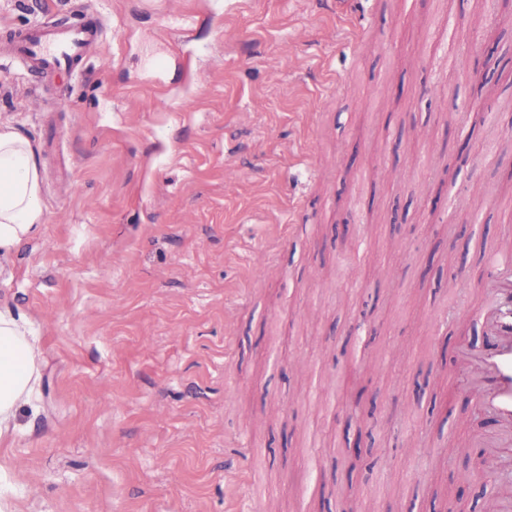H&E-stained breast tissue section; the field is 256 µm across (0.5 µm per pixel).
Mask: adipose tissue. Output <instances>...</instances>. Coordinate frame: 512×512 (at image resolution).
<instances>
[{"instance_id": "1", "label": "adipose tissue", "mask_w": 512, "mask_h": 512, "mask_svg": "<svg viewBox=\"0 0 512 512\" xmlns=\"http://www.w3.org/2000/svg\"><path fill=\"white\" fill-rule=\"evenodd\" d=\"M41 185L35 146L16 128L0 125V254L40 230ZM39 378L30 329L11 313L0 312V435L14 430L17 410L33 402Z\"/></svg>"}]
</instances>
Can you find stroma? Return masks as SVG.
I'll use <instances>...</instances> for the list:
<instances>
[{
	"label": "stroma",
	"instance_id": "obj_1",
	"mask_svg": "<svg viewBox=\"0 0 512 512\" xmlns=\"http://www.w3.org/2000/svg\"><path fill=\"white\" fill-rule=\"evenodd\" d=\"M357 15L354 56L331 32ZM97 19L74 76L0 51V123L34 144L46 213L0 255V310L32 324L41 360L35 406L0 440L9 512H428L435 495L492 512L503 484L476 503L448 472L491 428L438 347L483 337L461 313L512 226L494 121L512 114V2L0 0V35ZM451 49L458 68L437 72ZM290 221L225 359V302ZM390 255L398 277L377 282ZM296 357L309 376L289 375Z\"/></svg>",
	"mask_w": 512,
	"mask_h": 512
}]
</instances>
